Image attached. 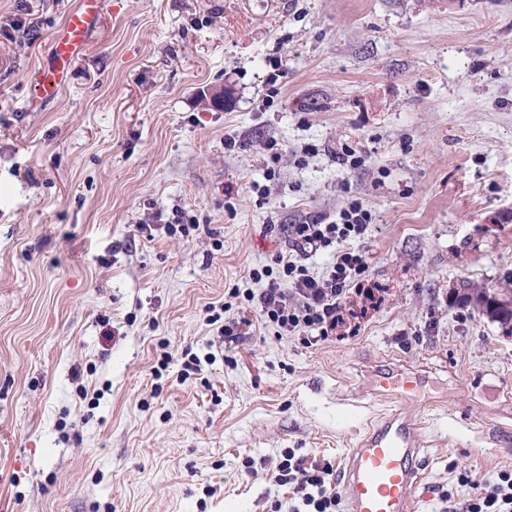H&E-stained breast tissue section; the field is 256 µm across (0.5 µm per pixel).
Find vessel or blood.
Wrapping results in <instances>:
<instances>
[{"label":"vessel or blood","mask_w":512,"mask_h":512,"mask_svg":"<svg viewBox=\"0 0 512 512\" xmlns=\"http://www.w3.org/2000/svg\"><path fill=\"white\" fill-rule=\"evenodd\" d=\"M102 8L103 0H80L66 16L48 63L36 74V102L54 100L66 85ZM372 385L389 409L346 456L340 486L346 512H415L420 460L427 451L421 418L413 410L418 378L380 372Z\"/></svg>","instance_id":"1"}]
</instances>
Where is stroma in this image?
I'll use <instances>...</instances> for the list:
<instances>
[{
    "instance_id": "35a3bbf8",
    "label": "stroma",
    "mask_w": 512,
    "mask_h": 512,
    "mask_svg": "<svg viewBox=\"0 0 512 512\" xmlns=\"http://www.w3.org/2000/svg\"><path fill=\"white\" fill-rule=\"evenodd\" d=\"M77 4L0 0V512H289L284 452L340 466L388 367L424 375L416 512L512 471V331L462 289L512 300V0H107L30 106ZM354 198L377 306L278 336L233 290ZM103 8V0H81L70 12L51 44L48 63L36 74L31 105L54 100L70 78L73 63L86 45L91 29Z\"/></svg>"
}]
</instances>
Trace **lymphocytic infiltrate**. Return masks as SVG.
I'll use <instances>...</instances> for the list:
<instances>
[{
  "instance_id": "1",
  "label": "lymphocytic infiltrate",
  "mask_w": 512,
  "mask_h": 512,
  "mask_svg": "<svg viewBox=\"0 0 512 512\" xmlns=\"http://www.w3.org/2000/svg\"><path fill=\"white\" fill-rule=\"evenodd\" d=\"M371 215L362 203L351 201L338 220L316 216L300 224L283 225L287 251L277 253L269 264L253 270L261 292L245 290L247 301L255 303L261 318L276 327L279 335L307 336L318 340L335 335L345 323L344 314L352 296L374 301L375 295L357 279L366 269V257L352 246L365 237ZM327 251L331 259L323 271L311 270L307 262ZM275 480L294 486L301 502L290 512H337L340 504L327 465L306 464L295 453L285 454ZM448 512H512V472L500 473L495 481H483L464 507L449 505Z\"/></svg>"
}]
</instances>
